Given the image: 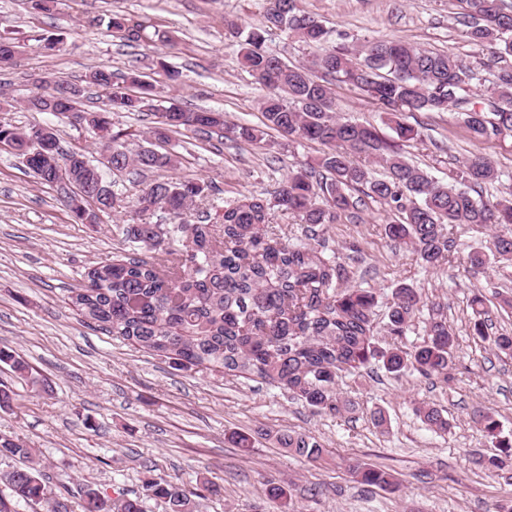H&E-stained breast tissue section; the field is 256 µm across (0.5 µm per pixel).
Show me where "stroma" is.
<instances>
[{"label": "stroma", "instance_id": "35a3bbf8", "mask_svg": "<svg viewBox=\"0 0 512 512\" xmlns=\"http://www.w3.org/2000/svg\"><path fill=\"white\" fill-rule=\"evenodd\" d=\"M267 0H57L52 14L28 0H0V34L16 38L20 52L0 68V123L56 126L65 148L95 156L90 136L51 114L27 111L21 102L44 76L81 81L92 69L122 81L130 71L151 81L161 99L191 111L218 110L231 123L260 124L262 87L241 63V29L259 24ZM324 24L321 45H306L276 30L268 51L293 63L326 45L392 38L422 49L445 51L477 67L484 79L494 71L489 56L462 23L460 0H300ZM120 13L147 24L142 39L127 45L112 38L106 23ZM57 49L41 48L44 38ZM181 73L170 86L162 71ZM421 137L407 143L409 161L444 179L458 159L480 154L512 189V137L471 140L452 113L420 112ZM182 158L167 178H194L212 185L211 198L224 206L244 195L267 196L300 162L318 156L320 144L273 134L268 145L225 143L214 153L193 145L189 132L173 135ZM124 206L98 224H77L55 188L40 184L9 151L0 149V348L23 357L50 385L35 393L0 363V382L18 398L0 412V430L29 447L55 491L71 501L89 485L112 496L140 497L146 512H166L147 491L148 478L163 477L193 489L210 481L221 493L202 512H494L512 499V485L488 477L473 455L492 445L472 418L492 411L512 430V358L471 336L469 300L474 286L485 293H512V268H491L472 282L464 276L422 267L406 246L384 233L385 213L371 202L352 223L328 224L323 237L350 271L351 285L375 289L386 312L392 291L406 283L430 300L447 304L458 335L456 366L449 380L383 372L339 378L336 388L356 401L345 415L317 413L285 391L258 380L222 377L202 368L172 369L167 362L82 322L68 300L88 268L125 252L123 228L134 212L139 184L115 186ZM359 253H352L351 245ZM445 409L447 432L428 430L419 406ZM382 410L386 427L371 414ZM306 433L326 454L310 463L288 455L275 433ZM250 434L249 452L233 436ZM358 459L390 471L397 490L364 487L345 468ZM289 491V504L272 500L269 483Z\"/></svg>", "mask_w": 512, "mask_h": 512}]
</instances>
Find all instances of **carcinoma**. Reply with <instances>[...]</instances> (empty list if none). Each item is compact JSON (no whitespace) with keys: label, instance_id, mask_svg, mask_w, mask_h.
Here are the masks:
<instances>
[{"label":"carcinoma","instance_id":"cac0c4a2","mask_svg":"<svg viewBox=\"0 0 512 512\" xmlns=\"http://www.w3.org/2000/svg\"><path fill=\"white\" fill-rule=\"evenodd\" d=\"M460 2L465 4L463 24L471 39L485 46L494 61L512 57V4ZM273 28L286 30L307 45L325 37L322 23L304 11L299 0H269L262 27L249 31L242 44L243 64L267 90L260 101L259 125L229 124L222 112L186 111L172 102L154 113V125L132 149L128 139L134 134L112 130L110 115L144 112L146 99L154 97V85L132 73L129 86H119L113 83L112 72L104 69L90 72L87 80L106 91L101 106L85 107L83 86L62 97V89L71 82L58 77L41 80L37 91L24 100L31 112L63 117L79 113L80 127L102 147L97 161L82 152L63 151L59 130L52 126L44 156L29 142L33 126L0 124V142L11 147L40 183L53 185L54 169L70 166L78 177L95 178L107 191L106 174H126L141 180L138 210L160 209L175 220L126 225L123 234L130 250L89 268L69 301L100 329L175 369L201 367L223 376L259 379L320 413L350 412L353 403L337 392L336 381L363 370L435 376L446 382L459 344L444 305L401 283L392 291L384 320H377L375 293L347 285L349 270L336 254L326 252L321 227L358 218L359 207L369 199L390 214L386 237L410 247L426 268H454L451 230L457 225L505 228L469 252L463 267L467 278H476L493 265L512 263V192L484 195L486 188L500 182L493 163L473 155L444 181L410 163L402 152L403 144L420 136L407 121L417 112L450 111L475 141L512 135V66L499 67L486 85L477 69L451 54L393 39L338 44L303 64H292L265 49V34ZM108 29L133 43L145 26L115 14ZM337 82L361 91L377 105L392 138L383 137L370 121L336 113ZM182 130L218 151L226 141L264 144L272 132L318 142L325 150L288 175L271 197L244 196L224 208L207 207L198 219L187 220L185 214L208 198L211 186L194 179L149 178L181 165V156L168 144L171 134ZM369 160L383 169L380 176L374 175ZM64 202L75 221L101 222L96 215H86L87 203L73 198ZM274 208L306 225L309 242L277 233L270 226ZM485 304L483 293L471 297L472 335L512 357V334L489 332ZM424 310L426 337L408 347L403 336L412 318ZM0 362L25 377L33 391L49 393L48 383L20 356L1 348ZM416 412L427 429L448 430V417L437 405L427 404ZM475 424L494 448L476 463L512 479V432L504 431L490 411L479 413ZM277 441L291 456L312 463L323 458L324 448L313 436L288 432ZM2 456L28 462L0 472V481L16 500L46 512H72L69 497L55 493L33 463L34 449L0 433ZM345 467L361 485H397L392 473L357 459L346 460ZM146 488L164 501L168 512H201L205 494L215 492L207 482L203 492H188L162 477L147 480ZM85 489L83 512H145L138 497L121 495L107 505L98 489Z\"/></svg>","mask_w":512,"mask_h":512}]
</instances>
